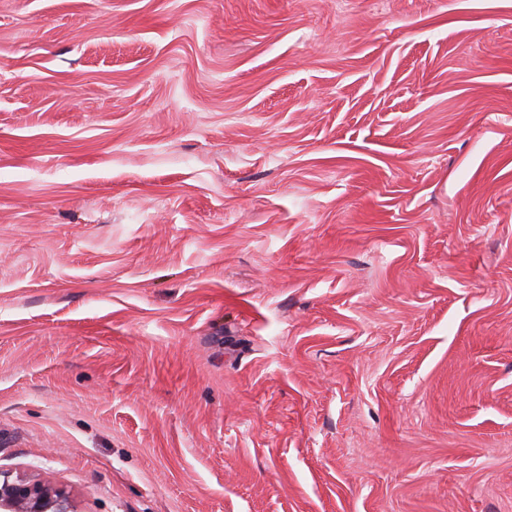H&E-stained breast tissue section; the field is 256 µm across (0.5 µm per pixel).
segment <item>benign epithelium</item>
I'll list each match as a JSON object with an SVG mask.
<instances>
[{
	"label": "benign epithelium",
	"instance_id": "1",
	"mask_svg": "<svg viewBox=\"0 0 512 512\" xmlns=\"http://www.w3.org/2000/svg\"><path fill=\"white\" fill-rule=\"evenodd\" d=\"M0 512H77L69 494L25 474L0 471Z\"/></svg>",
	"mask_w": 512,
	"mask_h": 512
}]
</instances>
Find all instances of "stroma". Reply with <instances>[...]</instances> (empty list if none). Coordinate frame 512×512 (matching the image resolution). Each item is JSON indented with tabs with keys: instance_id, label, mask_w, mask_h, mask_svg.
<instances>
[{
	"instance_id": "obj_1",
	"label": "stroma",
	"mask_w": 512,
	"mask_h": 512,
	"mask_svg": "<svg viewBox=\"0 0 512 512\" xmlns=\"http://www.w3.org/2000/svg\"><path fill=\"white\" fill-rule=\"evenodd\" d=\"M0 469L512 512V0H0Z\"/></svg>"
}]
</instances>
